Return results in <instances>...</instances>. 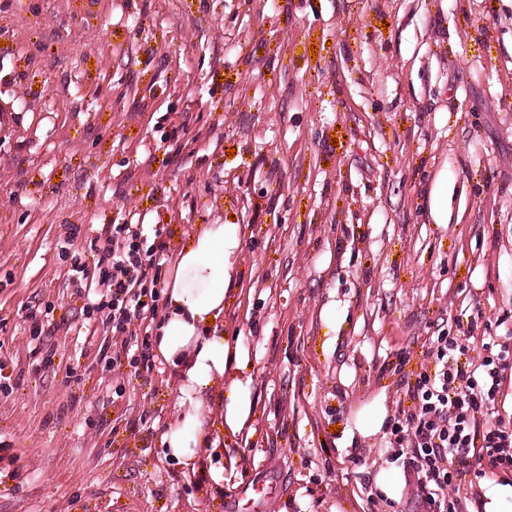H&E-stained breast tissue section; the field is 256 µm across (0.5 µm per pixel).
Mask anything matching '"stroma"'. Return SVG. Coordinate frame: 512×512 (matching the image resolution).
<instances>
[{
	"label": "stroma",
	"instance_id": "35a3bbf8",
	"mask_svg": "<svg viewBox=\"0 0 512 512\" xmlns=\"http://www.w3.org/2000/svg\"><path fill=\"white\" fill-rule=\"evenodd\" d=\"M231 219L218 486L165 454L161 359L101 360L92 262ZM462 331L512 336V0H0V512H416L400 373Z\"/></svg>",
	"mask_w": 512,
	"mask_h": 512
}]
</instances>
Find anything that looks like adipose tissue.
Wrapping results in <instances>:
<instances>
[{
	"instance_id": "adipose-tissue-1",
	"label": "adipose tissue",
	"mask_w": 512,
	"mask_h": 512,
	"mask_svg": "<svg viewBox=\"0 0 512 512\" xmlns=\"http://www.w3.org/2000/svg\"><path fill=\"white\" fill-rule=\"evenodd\" d=\"M240 249L233 224H206L178 252L167 285V313L156 350L179 379L178 415L162 438L169 456L193 466L203 453H217L205 428L215 414L222 433L236 435L254 420L251 361L247 349L225 336L220 321L234 258ZM233 374L225 382V374Z\"/></svg>"
}]
</instances>
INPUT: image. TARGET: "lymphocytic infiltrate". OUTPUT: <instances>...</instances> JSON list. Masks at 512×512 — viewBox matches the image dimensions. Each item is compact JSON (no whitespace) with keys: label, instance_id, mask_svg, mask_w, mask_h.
Wrapping results in <instances>:
<instances>
[{"label":"lymphocytic infiltrate","instance_id":"obj_1","mask_svg":"<svg viewBox=\"0 0 512 512\" xmlns=\"http://www.w3.org/2000/svg\"><path fill=\"white\" fill-rule=\"evenodd\" d=\"M112 237L119 246L102 255L112 267L103 305L118 339L141 317L146 301L159 300L162 265L153 261L157 249L138 225H113ZM469 350L464 337L437 336L428 351L434 371L401 378L410 405L399 410L392 433L407 448L403 467L423 512H453L452 496L467 476L512 471V421L484 422L512 377V347L501 344L478 363L468 359Z\"/></svg>","mask_w":512,"mask_h":512}]
</instances>
